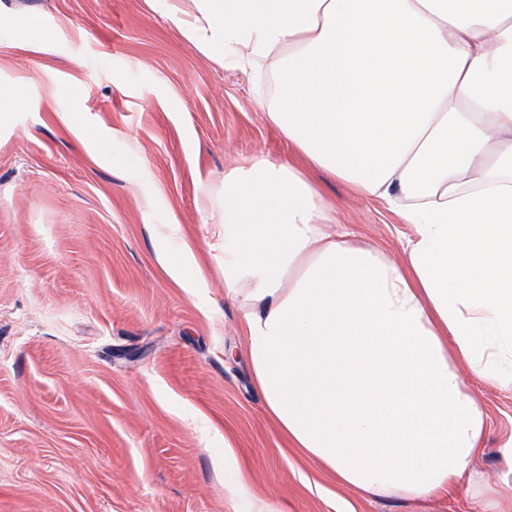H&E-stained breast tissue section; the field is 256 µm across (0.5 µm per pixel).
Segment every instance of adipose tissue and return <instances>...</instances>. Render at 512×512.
<instances>
[{
	"mask_svg": "<svg viewBox=\"0 0 512 512\" xmlns=\"http://www.w3.org/2000/svg\"><path fill=\"white\" fill-rule=\"evenodd\" d=\"M159 5L264 77L257 104L312 167L409 227L394 261L289 158L225 174L205 221L265 415L340 485L449 493L486 419L466 377L512 391V0Z\"/></svg>",
	"mask_w": 512,
	"mask_h": 512,
	"instance_id": "obj_1",
	"label": "adipose tissue"
}]
</instances>
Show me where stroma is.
<instances>
[{"label":"stroma","instance_id":"35a3bbf8","mask_svg":"<svg viewBox=\"0 0 512 512\" xmlns=\"http://www.w3.org/2000/svg\"><path fill=\"white\" fill-rule=\"evenodd\" d=\"M16 16L50 53L14 47ZM1 85L24 103L0 105V512H243L228 470L276 512H485L511 392L469 381L482 451L423 502L338 485L267 420L203 222L226 171L292 153L250 75L190 47L156 0H0ZM313 178L340 228L400 258L398 216ZM186 244L204 287L166 265Z\"/></svg>","mask_w":512,"mask_h":512}]
</instances>
